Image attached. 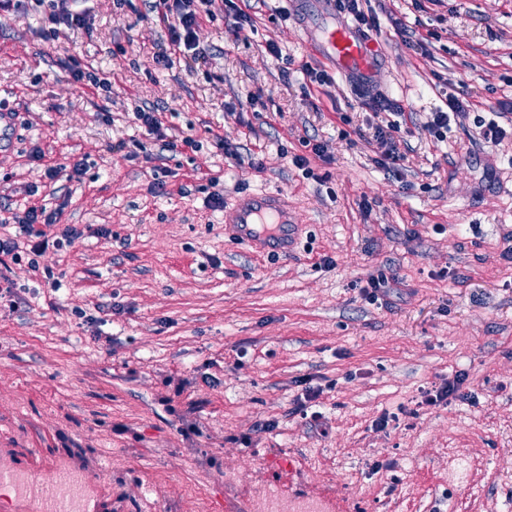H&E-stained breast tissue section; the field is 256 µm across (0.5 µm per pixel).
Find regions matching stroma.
Wrapping results in <instances>:
<instances>
[{
    "instance_id": "1",
    "label": "stroma",
    "mask_w": 512,
    "mask_h": 512,
    "mask_svg": "<svg viewBox=\"0 0 512 512\" xmlns=\"http://www.w3.org/2000/svg\"><path fill=\"white\" fill-rule=\"evenodd\" d=\"M250 5L248 40L212 0L199 62L163 65L148 0H74L89 36H46L36 0L0 10V112L16 115L0 219L33 201L58 227L109 231L0 258V460L83 474L93 512H249L269 488L328 512H512V136L492 147L476 125L512 99V0H363L384 30L372 87L404 107L395 173L373 162L356 84L308 37L306 0ZM72 61L103 87L75 82ZM461 88L469 113L434 137L431 112ZM138 107L158 109L176 151ZM75 161L80 180L46 174ZM258 192L287 195L292 256L226 232L225 210ZM380 274L398 285L373 301ZM459 374L464 398L421 406ZM155 112L156 111L152 109L139 107L135 110V119L141 124V127L144 128L147 135L153 136V138L163 142L162 146L165 150H175L177 143L173 140H166L168 136Z\"/></svg>"
}]
</instances>
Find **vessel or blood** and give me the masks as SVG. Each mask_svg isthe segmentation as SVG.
<instances>
[{
    "mask_svg": "<svg viewBox=\"0 0 512 512\" xmlns=\"http://www.w3.org/2000/svg\"><path fill=\"white\" fill-rule=\"evenodd\" d=\"M307 32L322 57L341 75L370 82L378 54L368 38L348 25L337 23L334 16L323 11L308 15ZM225 229L236 240L254 252L276 247L284 255L292 254L296 240L293 214L287 200L279 194L256 193L241 198L224 215Z\"/></svg>",
    "mask_w": 512,
    "mask_h": 512,
    "instance_id": "vessel-or-blood-1",
    "label": "vessel or blood"
}]
</instances>
